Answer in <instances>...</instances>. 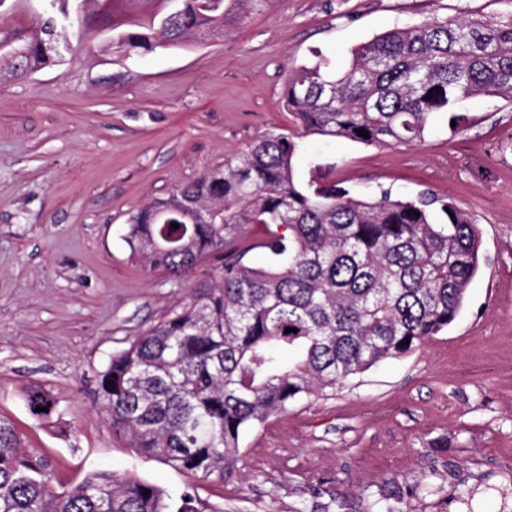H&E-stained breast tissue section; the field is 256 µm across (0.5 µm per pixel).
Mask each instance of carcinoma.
Segmentation results:
<instances>
[{
  "label": "carcinoma",
  "mask_w": 512,
  "mask_h": 512,
  "mask_svg": "<svg viewBox=\"0 0 512 512\" xmlns=\"http://www.w3.org/2000/svg\"><path fill=\"white\" fill-rule=\"evenodd\" d=\"M74 2L52 0L15 52L0 55V74L60 63L84 36L80 22L51 33L54 20L77 15ZM224 2L181 0L159 27L112 45L135 53L222 33ZM283 95L295 128L266 132L128 218L126 242L145 266L182 280L208 269L184 302L112 354L99 404L142 457L202 480L233 477L246 429L407 356L459 316L482 263L475 214L429 191L360 198L318 166L298 178L296 160L308 136L421 143L440 122L460 126L468 99L512 102V15L397 27L354 48L342 71L320 57L288 73ZM255 250L268 266L251 265ZM23 398L39 421L57 411L41 386ZM23 441L0 416V512H169L164 490L128 474L55 485L49 460ZM363 512L411 510L385 495Z\"/></svg>",
  "instance_id": "1"
}]
</instances>
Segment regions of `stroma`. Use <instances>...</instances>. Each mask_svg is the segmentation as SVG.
I'll return each instance as SVG.
<instances>
[{
	"instance_id": "obj_1",
	"label": "stroma",
	"mask_w": 512,
	"mask_h": 512,
	"mask_svg": "<svg viewBox=\"0 0 512 512\" xmlns=\"http://www.w3.org/2000/svg\"><path fill=\"white\" fill-rule=\"evenodd\" d=\"M176 0H98L62 63L0 81V416L48 457L55 481L92 470L185 492L206 512H362L380 494L413 512H512V103H463L455 131L364 146L306 140L297 168H328L359 193L423 190L469 209L483 262L442 335L342 388L303 397L241 438L229 481L141 457L96 398L109 357L184 301L192 281L134 259L128 217L287 126L283 85L317 57L345 69L356 46L432 15L512 13V0H264L223 34L125 55L113 35L159 22ZM0 5V44L38 20ZM48 390L60 413L23 400ZM23 398L31 415L39 421L58 411L55 399L48 390L41 386L29 387L24 392ZM36 407H47L48 411L38 412Z\"/></svg>"
}]
</instances>
